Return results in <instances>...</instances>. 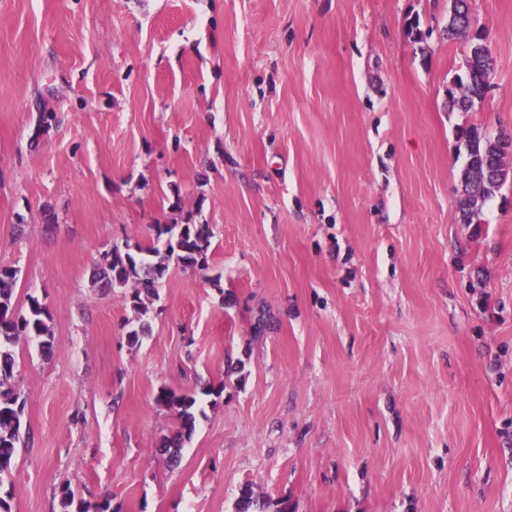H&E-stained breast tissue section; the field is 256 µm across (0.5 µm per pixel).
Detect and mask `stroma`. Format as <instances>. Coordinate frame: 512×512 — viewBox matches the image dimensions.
<instances>
[{
	"label": "stroma",
	"instance_id": "1",
	"mask_svg": "<svg viewBox=\"0 0 512 512\" xmlns=\"http://www.w3.org/2000/svg\"><path fill=\"white\" fill-rule=\"evenodd\" d=\"M451 0H0V265L20 341L13 512H512V180L458 219L462 133H512V0L469 111ZM419 21L421 39L408 24ZM52 114L41 124V113ZM209 224L128 341L101 253ZM263 333H256L258 319ZM197 398L179 429L161 388ZM156 401L174 409L180 420L179 431L170 439L164 442V452L168 455L170 463H176L179 460L180 448L185 441L190 439L194 431L195 414L197 400L193 395L176 394L172 389L161 388L157 394Z\"/></svg>",
	"mask_w": 512,
	"mask_h": 512
}]
</instances>
